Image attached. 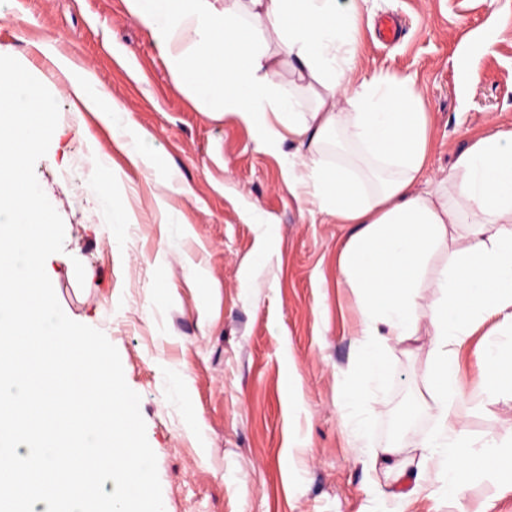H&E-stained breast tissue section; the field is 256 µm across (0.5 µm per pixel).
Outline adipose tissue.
<instances>
[{
    "instance_id": "1",
    "label": "adipose tissue",
    "mask_w": 512,
    "mask_h": 512,
    "mask_svg": "<svg viewBox=\"0 0 512 512\" xmlns=\"http://www.w3.org/2000/svg\"><path fill=\"white\" fill-rule=\"evenodd\" d=\"M128 14L150 34L182 92L198 107L229 115L252 131L258 146L289 158L283 180L298 201L353 225L338 258L341 286L360 318L356 355L336 373L338 405L350 447L367 433L368 385L383 384L388 353L426 342L423 389L413 413L436 431L421 441L414 471L405 448L389 443L365 459L406 481L391 492L404 504L425 492L458 500L467 481L490 478L512 491V445L475 443L460 419L457 348L489 317L512 332V130L481 135L456 159L447 189L416 184L429 147L426 106L411 77L386 74L354 82L358 22L338 0H125ZM277 36L269 44L267 32ZM291 69L317 90L304 107L279 84ZM91 73L69 89L116 129H129L124 107H103ZM343 134L354 153L332 162L329 144ZM463 238L433 278L429 258ZM478 391L493 401L512 395V342L486 344L478 354Z\"/></svg>"
}]
</instances>
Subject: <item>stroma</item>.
Here are the masks:
<instances>
[{
    "mask_svg": "<svg viewBox=\"0 0 512 512\" xmlns=\"http://www.w3.org/2000/svg\"><path fill=\"white\" fill-rule=\"evenodd\" d=\"M356 78L411 76L427 112L429 154L416 185L448 176L472 140L512 130V0H355ZM400 16L402 37L376 24ZM477 38L481 79L462 85L457 55ZM0 55L16 58L59 104L58 126L36 166L64 221L63 252L46 261L65 314L117 348L157 458L165 512H390L382 489L349 448L336 373L355 353L354 300L337 285L353 227L299 204L285 159L261 151L233 117L200 110L176 86L149 33L124 0H0ZM90 70L99 95L146 135L149 164L71 95ZM189 185L191 195L180 186ZM128 208L113 232L102 198ZM260 208L266 221L251 224ZM483 323L459 351L464 422L474 440L512 438V398L472 399L475 350L499 338ZM424 352L395 350L383 385L370 387L368 444L412 446L433 428L400 419L421 387ZM467 512H512V493L468 482Z\"/></svg>",
    "mask_w": 512,
    "mask_h": 512,
    "instance_id": "35a3bbf8",
    "label": "stroma"
}]
</instances>
